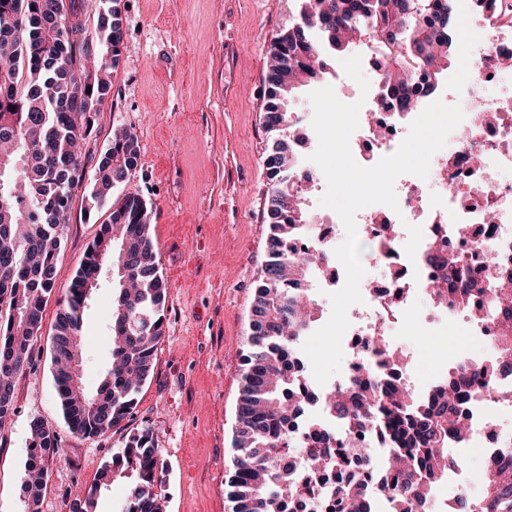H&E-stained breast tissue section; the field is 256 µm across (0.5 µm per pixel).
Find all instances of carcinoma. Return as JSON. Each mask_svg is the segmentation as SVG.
Listing matches in <instances>:
<instances>
[{
  "label": "carcinoma",
  "instance_id": "obj_1",
  "mask_svg": "<svg viewBox=\"0 0 512 512\" xmlns=\"http://www.w3.org/2000/svg\"><path fill=\"white\" fill-rule=\"evenodd\" d=\"M301 21L273 40L265 105L266 127L276 133L267 158L273 181L268 211V256L255 287L250 336L241 355L242 387L236 404L229 480L232 512H306L316 482L357 464L364 473L337 479L329 512H378L369 480L376 476L389 512H421L444 479L449 438L470 426L463 403L495 391L498 377L512 376V270L473 280L454 251L433 259L444 269L430 286L434 299L497 321L498 351L488 364L451 369L422 394L398 379L401 361L377 337L378 364L363 363L355 383L326 400L336 430L319 418L306 435L289 430L292 418L318 401L297 396L301 362L297 346L316 319L307 275L310 259L288 253L310 215L290 185L294 149L288 139L290 107L298 90L323 73L328 59L364 46L383 58L385 93L400 110L420 102L403 92L418 67L428 64L424 94L436 89L455 54L458 15L454 0H297ZM122 0H99L89 29L82 0H0V432L14 411L15 379L35 369V336L56 288L57 259L67 214L85 179L83 142L97 133L98 114L112 98L111 74L96 67L94 45L106 46L112 70L124 49ZM140 145L132 131L114 138L101 154L88 210L108 206V221L90 242L59 309L50 343L55 392L68 431L100 438L128 426L141 387L151 375L166 327L169 285L150 235L152 206L137 192L113 196L138 167ZM112 259V363L97 388L85 389L79 367L85 357L87 285L102 273L99 256ZM22 484L26 512H40L47 490L51 448L58 433L42 420L30 424ZM375 434L380 447L345 448L337 432ZM118 478L128 479L125 512H165L161 467L151 430L130 434L122 452L102 466L96 482L75 498L71 512H96L97 496ZM448 512H512V454L486 464L483 492L458 497Z\"/></svg>",
  "mask_w": 512,
  "mask_h": 512
}]
</instances>
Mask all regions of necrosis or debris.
Segmentation results:
<instances>
[{
    "label": "necrosis or debris",
    "instance_id": "1",
    "mask_svg": "<svg viewBox=\"0 0 512 512\" xmlns=\"http://www.w3.org/2000/svg\"><path fill=\"white\" fill-rule=\"evenodd\" d=\"M498 3L490 11L482 0H467L463 16L476 34L463 47L465 65L454 68L443 82V103L460 106L464 113L460 137L451 149L432 156L426 179L412 174L396 179L398 209L372 204L356 214L357 230L382 246L370 262L369 278L361 284L363 301L349 314L346 363L330 380V387L352 382L365 357L372 355L377 333L399 329L404 314L421 299L427 302V322L464 321L486 347L494 345L493 323L428 301L429 284L437 271L426 252L435 243L451 246L480 278L493 272L487 262L490 253H512V70L502 65L512 56V0ZM370 70L369 91L350 147L373 165L396 152L416 115L394 106L377 110L384 66L374 63ZM474 154L481 158L475 166L470 163ZM411 224L421 225L423 236L410 258L404 247ZM315 226V233L290 241L288 250L317 255L318 286L342 287L345 271L334 249L346 237L343 223L339 216L321 213ZM496 387L492 403H497V413H490V403L485 402L470 408L466 447L493 452L512 446V377L498 379Z\"/></svg>",
    "mask_w": 512,
    "mask_h": 512
}]
</instances>
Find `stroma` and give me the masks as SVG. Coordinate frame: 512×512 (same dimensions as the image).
Wrapping results in <instances>:
<instances>
[{"mask_svg": "<svg viewBox=\"0 0 512 512\" xmlns=\"http://www.w3.org/2000/svg\"><path fill=\"white\" fill-rule=\"evenodd\" d=\"M126 50L84 145L86 178L114 129L130 128L141 156L119 192L154 206L151 235L169 281L167 326L133 421L99 439L72 435L56 401L49 346L58 306L48 302L35 342L34 372L15 382V412L0 433V512H23L21 484L30 424L55 429L64 456L49 467L41 512H70L80 491L125 447L130 432L156 437L167 512H231L225 480L239 394L240 357L264 264L271 182L265 130L271 43L299 20L295 0H124ZM88 187L75 194L57 263L64 295L106 209L87 214ZM112 279L102 274L86 321L84 382L95 387L109 360ZM422 306L397 336L425 376L442 378L463 324L425 323Z\"/></svg>", "mask_w": 512, "mask_h": 512, "instance_id": "35a3bbf8", "label": "stroma"}]
</instances>
